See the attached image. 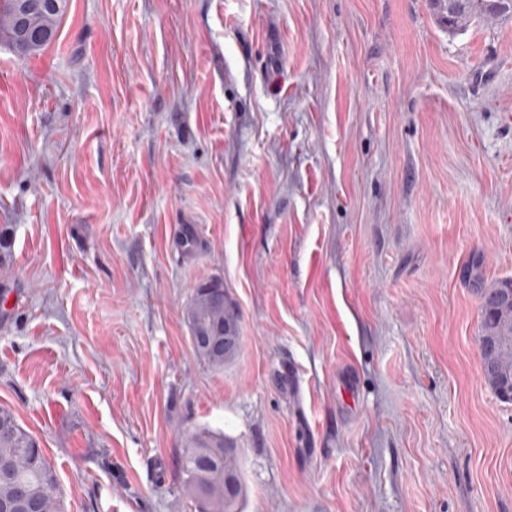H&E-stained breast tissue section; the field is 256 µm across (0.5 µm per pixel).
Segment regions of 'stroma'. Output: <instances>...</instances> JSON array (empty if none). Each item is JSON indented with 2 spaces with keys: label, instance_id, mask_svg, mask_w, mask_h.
Wrapping results in <instances>:
<instances>
[{
  "label": "stroma",
  "instance_id": "35a3bbf8",
  "mask_svg": "<svg viewBox=\"0 0 512 512\" xmlns=\"http://www.w3.org/2000/svg\"><path fill=\"white\" fill-rule=\"evenodd\" d=\"M512 16L435 0H69L0 41V406L64 512H512V403L478 290L512 278ZM193 252L180 245L184 232ZM221 277L240 348L195 352ZM43 0H1L0 1V37L17 51L15 46H23L22 55L39 53L56 38L59 25L67 11V0H57V8L48 10L39 2ZM23 13L26 26L44 33L47 38L37 43L21 41L18 36L17 14ZM444 2L442 19L449 33H456L488 17L512 15V0H437ZM179 483L193 499L197 512H239L245 497L243 475L235 448L224 438V433L199 429L186 440L185 448L176 459ZM233 479L235 489L227 490V481Z\"/></svg>",
  "mask_w": 512,
  "mask_h": 512
}]
</instances>
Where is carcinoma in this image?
Returning a JSON list of instances; mask_svg holds the SVG:
<instances>
[{"label": "carcinoma", "mask_w": 512, "mask_h": 512, "mask_svg": "<svg viewBox=\"0 0 512 512\" xmlns=\"http://www.w3.org/2000/svg\"><path fill=\"white\" fill-rule=\"evenodd\" d=\"M41 0H0V38L10 47H23V54H36L56 38L66 14L68 0H57L48 10ZM442 19L448 32L456 33L489 17L512 15V0H443ZM511 288L504 279L479 289L481 303V360L495 363L512 374V313L502 314L500 294ZM187 312L207 327L238 325L233 301L212 303L194 287ZM179 483L193 499L197 512H239L245 497L243 475L235 449L224 433L199 429L186 440L176 459ZM24 490L36 512H62L54 470L37 439L23 429L14 413L0 406V507Z\"/></svg>", "instance_id": "obj_1"}]
</instances>
